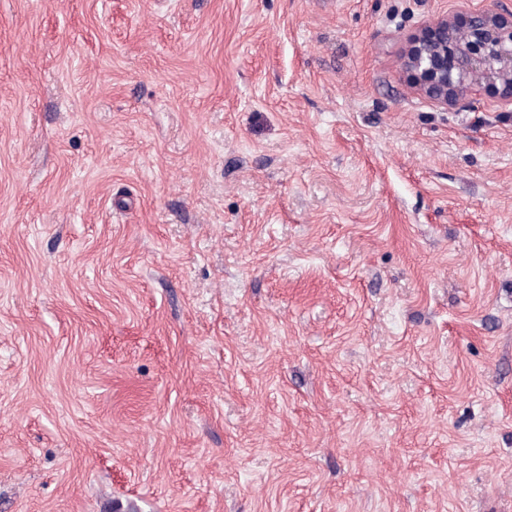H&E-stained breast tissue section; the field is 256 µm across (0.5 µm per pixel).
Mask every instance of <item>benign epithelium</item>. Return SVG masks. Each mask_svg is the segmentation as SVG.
Returning a JSON list of instances; mask_svg holds the SVG:
<instances>
[{"mask_svg":"<svg viewBox=\"0 0 512 512\" xmlns=\"http://www.w3.org/2000/svg\"><path fill=\"white\" fill-rule=\"evenodd\" d=\"M402 60L411 83L440 104L478 90L512 102V13L494 4L439 17L408 38Z\"/></svg>","mask_w":512,"mask_h":512,"instance_id":"obj_1","label":"benign epithelium"}]
</instances>
